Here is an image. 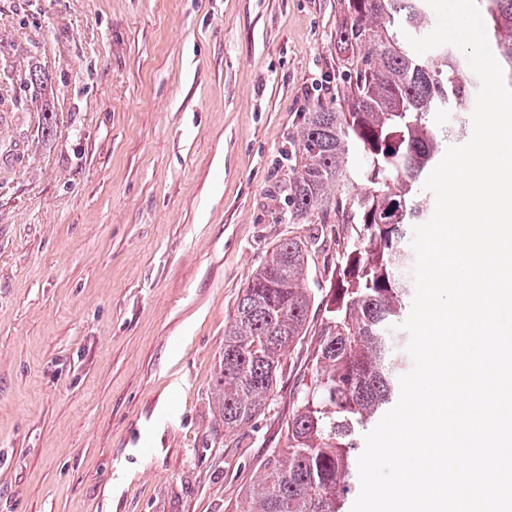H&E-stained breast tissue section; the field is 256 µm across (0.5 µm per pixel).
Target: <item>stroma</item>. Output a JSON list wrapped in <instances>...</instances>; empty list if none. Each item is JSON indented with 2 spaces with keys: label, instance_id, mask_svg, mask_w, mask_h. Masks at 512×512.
<instances>
[{
  "label": "stroma",
  "instance_id": "1",
  "mask_svg": "<svg viewBox=\"0 0 512 512\" xmlns=\"http://www.w3.org/2000/svg\"><path fill=\"white\" fill-rule=\"evenodd\" d=\"M347 0H0V512H234L311 342L234 436L224 331L288 221L290 137L336 95ZM57 115L38 136L42 107ZM28 78L24 81H20L18 88H16L13 84V89L11 94H7V97L4 96L1 85H0V105L10 101L12 105V109L15 111H28L24 106V99L17 98L18 90L22 92L24 95L27 93H31L32 103L35 104L38 100V94L43 90V84L45 77L41 71L37 69H32L29 72Z\"/></svg>",
  "mask_w": 512,
  "mask_h": 512
}]
</instances>
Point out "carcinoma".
Returning <instances> with one entry per match:
<instances>
[{
  "label": "carcinoma",
  "mask_w": 512,
  "mask_h": 512,
  "mask_svg": "<svg viewBox=\"0 0 512 512\" xmlns=\"http://www.w3.org/2000/svg\"><path fill=\"white\" fill-rule=\"evenodd\" d=\"M490 48L512 87V0H476ZM426 0H348L341 41L355 49L343 88L302 116L293 139L288 222L308 235L276 243L253 272L224 334L214 401L224 435L236 433L274 400L284 359L316 336L307 382L257 482L241 489L236 512H346L357 477V436L392 404L410 369L399 327L414 294L412 225L426 222L420 195L448 142L464 134L479 79L466 56L443 45L417 54L406 36L433 30ZM45 77L34 69L4 95L37 102ZM454 112L456 125L429 123ZM365 164L357 169L353 149ZM366 184L352 192L355 178ZM349 224L356 241L336 255L335 280L312 325L311 254L330 224Z\"/></svg>",
  "instance_id": "1"
}]
</instances>
